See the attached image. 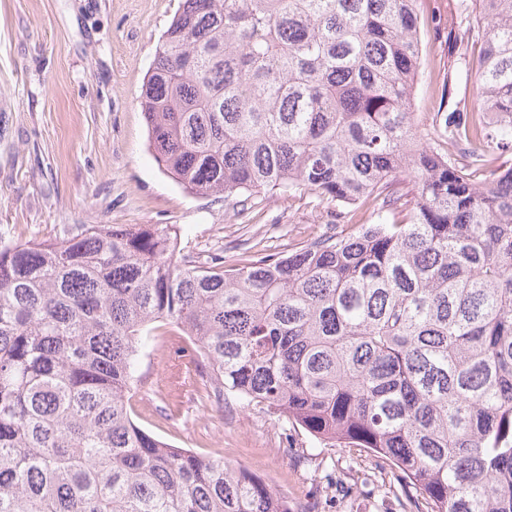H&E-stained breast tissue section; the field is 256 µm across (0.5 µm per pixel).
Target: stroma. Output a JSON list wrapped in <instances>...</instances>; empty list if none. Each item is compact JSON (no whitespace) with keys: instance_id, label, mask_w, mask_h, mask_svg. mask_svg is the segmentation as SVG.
Listing matches in <instances>:
<instances>
[{"instance_id":"stroma-1","label":"stroma","mask_w":512,"mask_h":512,"mask_svg":"<svg viewBox=\"0 0 512 512\" xmlns=\"http://www.w3.org/2000/svg\"><path fill=\"white\" fill-rule=\"evenodd\" d=\"M419 0L421 72L413 109H447L446 80L472 91L474 61L448 52L461 4ZM180 0H0V237L47 239L80 224H174L190 254L225 261L251 248L291 252L329 230L333 208L314 195H266L238 213L220 198L185 192L158 167L138 97ZM192 356L165 343L140 358L134 419L170 443L222 453L268 480L299 512H428L414 489L399 493L389 462L359 449L324 448L278 414L228 401L201 408ZM173 405L171 419L161 408Z\"/></svg>"}]
</instances>
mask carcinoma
I'll return each mask as SVG.
<instances>
[{
    "label": "carcinoma",
    "mask_w": 512,
    "mask_h": 512,
    "mask_svg": "<svg viewBox=\"0 0 512 512\" xmlns=\"http://www.w3.org/2000/svg\"><path fill=\"white\" fill-rule=\"evenodd\" d=\"M417 0H181L139 96L159 168L241 207L307 190L377 218L224 268L172 224L0 240V512H296L138 425L152 336L200 403L273 410L394 465L431 512H512V0H475L474 103L412 112ZM477 106L487 112L479 119Z\"/></svg>",
    "instance_id": "obj_1"
}]
</instances>
